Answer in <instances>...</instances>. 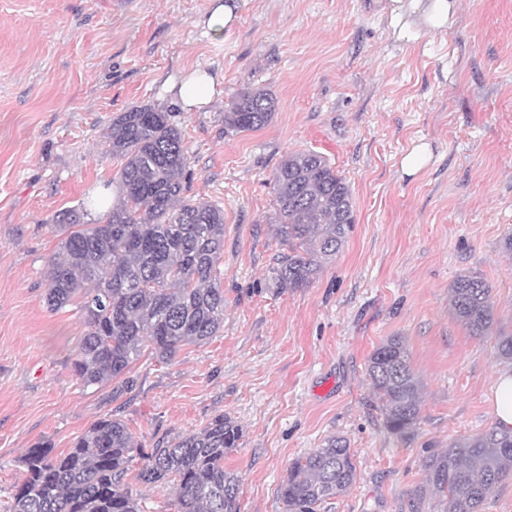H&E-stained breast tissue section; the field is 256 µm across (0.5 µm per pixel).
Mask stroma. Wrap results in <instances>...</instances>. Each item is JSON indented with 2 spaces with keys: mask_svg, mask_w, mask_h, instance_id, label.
Here are the masks:
<instances>
[{
  "mask_svg": "<svg viewBox=\"0 0 512 512\" xmlns=\"http://www.w3.org/2000/svg\"><path fill=\"white\" fill-rule=\"evenodd\" d=\"M235 2L217 40L199 24L209 0H0V506L27 448L64 452L107 413L146 449L231 419L239 512H284L289 466L332 436L357 478L324 512H411L423 456L495 424L496 337L471 335L448 289L480 273L512 329V0H455L444 31L410 14L395 29L389 0ZM196 67L220 94L186 112L159 90ZM257 88L276 100L272 120L225 133V105ZM142 104L173 112L191 196L224 209V327L171 361L142 356L116 397L78 383L79 315L48 310L44 293L53 216L117 187L100 131ZM420 141L431 160L405 175ZM305 150L349 184L355 223L309 287L288 289L272 274L269 179ZM392 336L422 383L405 437L386 431L366 375Z\"/></svg>",
  "mask_w": 512,
  "mask_h": 512,
  "instance_id": "obj_1",
  "label": "stroma"
}]
</instances>
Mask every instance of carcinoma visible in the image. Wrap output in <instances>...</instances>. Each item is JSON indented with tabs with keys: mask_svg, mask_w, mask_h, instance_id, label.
<instances>
[{
	"mask_svg": "<svg viewBox=\"0 0 512 512\" xmlns=\"http://www.w3.org/2000/svg\"><path fill=\"white\" fill-rule=\"evenodd\" d=\"M276 101L265 90L238 92L224 110V131L266 126ZM101 138L121 162L119 200L101 224L84 222L75 209L52 219L60 236L50 260L44 302L52 311L76 302L85 326L72 363L84 387L133 386L132 365L149 350L171 360L184 345L199 344L224 326V289L217 265L224 251V209L188 196L192 155L173 113L136 105L112 118ZM275 235L288 252L272 268L283 288H307L344 245L354 224L351 189L313 151L293 152L275 167ZM456 319L473 335H497L498 358L512 362V332L501 328L491 286L476 272L450 287ZM367 374L384 427L404 435L419 420L421 386L407 348L392 336L371 354ZM241 433L222 415L200 431L142 454L127 424L99 418L63 453L47 439L20 457L23 478L5 512H146L127 481L173 488L177 512H239L237 478L224 470V454ZM427 486L416 489L411 512H423L427 495L435 512H482L492 489L512 474V433L491 427L455 441L422 460ZM347 440L332 436L296 459L280 485L284 512H319L356 479Z\"/></svg>",
	"mask_w": 512,
	"mask_h": 512,
	"instance_id": "1",
	"label": "carcinoma"
}]
</instances>
